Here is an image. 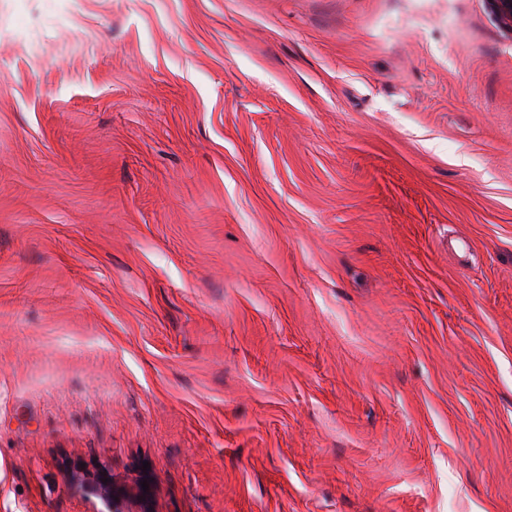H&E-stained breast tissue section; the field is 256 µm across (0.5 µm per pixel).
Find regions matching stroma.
I'll use <instances>...</instances> for the list:
<instances>
[{
    "mask_svg": "<svg viewBox=\"0 0 512 512\" xmlns=\"http://www.w3.org/2000/svg\"><path fill=\"white\" fill-rule=\"evenodd\" d=\"M512 512V32L490 0H0V512ZM104 479H107V482H104ZM69 481L80 489L85 497L101 501L105 509L97 512H132L120 506L122 494L112 483V477L104 471H75L69 475ZM114 497H117V500H114Z\"/></svg>",
    "mask_w": 512,
    "mask_h": 512,
    "instance_id": "stroma-1",
    "label": "stroma"
}]
</instances>
